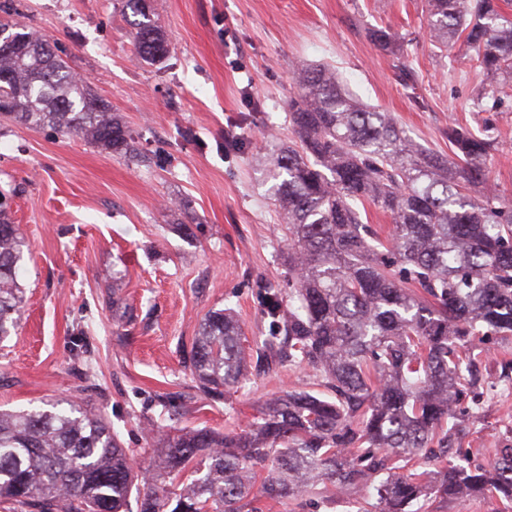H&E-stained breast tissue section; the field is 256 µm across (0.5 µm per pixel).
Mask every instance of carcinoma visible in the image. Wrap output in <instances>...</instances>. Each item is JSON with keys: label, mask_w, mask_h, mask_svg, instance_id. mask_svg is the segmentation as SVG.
<instances>
[{"label": "carcinoma", "mask_w": 512, "mask_h": 512, "mask_svg": "<svg viewBox=\"0 0 512 512\" xmlns=\"http://www.w3.org/2000/svg\"><path fill=\"white\" fill-rule=\"evenodd\" d=\"M431 43L475 49L490 80L512 76V14L499 0H426ZM137 17L136 52L168 53L150 0H124ZM371 38L401 60L405 41ZM0 116L50 126L122 155L134 139L110 105L48 44L8 30L0 45ZM288 102L296 140L273 142L257 171L283 210L288 290H263L272 332L256 362L310 365L316 392L263 403L244 434L166 432L158 465L140 471L110 423L72 400L43 411L0 410V502L13 512H258L254 498L297 500L323 484L372 489L375 512H428L426 501L491 497L512 505V447L488 467L459 463L444 428L475 387L476 353L512 343V207L489 181L492 139L448 131L451 154L426 149L391 116L365 106L333 72L302 64ZM387 213L388 243L372 238L359 206ZM24 240L0 192V340L18 327ZM244 333L230 309L202 320L188 362L210 396L247 378ZM420 452L448 467L396 475Z\"/></svg>", "instance_id": "obj_1"}]
</instances>
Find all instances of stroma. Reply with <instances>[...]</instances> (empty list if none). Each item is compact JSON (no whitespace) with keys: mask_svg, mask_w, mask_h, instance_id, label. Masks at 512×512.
I'll return each instance as SVG.
<instances>
[{"mask_svg":"<svg viewBox=\"0 0 512 512\" xmlns=\"http://www.w3.org/2000/svg\"><path fill=\"white\" fill-rule=\"evenodd\" d=\"M0 20L36 31L106 100L141 158L81 136L0 122V191L26 242V302L0 342V407L78 398L144 463L149 424L243 432L276 395L314 391L308 366L273 363L245 387L203 397L184 363L212 310L232 308L246 341L268 335L261 293L280 282L285 229L254 166L275 129L292 140L295 63L335 66L344 86L388 112L418 144L448 152V129L486 130L490 180L512 204V87L473 52L428 37L425 0H154L169 51L136 57L121 0H4ZM409 37L407 86L369 32ZM240 148L228 153L225 139ZM486 377L463 404L466 462L512 446V344L490 343ZM368 490L260 503L262 512H358Z\"/></svg>","mask_w":512,"mask_h":512,"instance_id":"35a3bbf8","label":"stroma"}]
</instances>
